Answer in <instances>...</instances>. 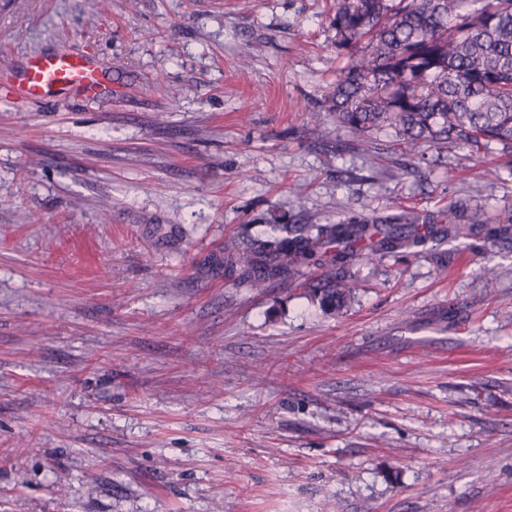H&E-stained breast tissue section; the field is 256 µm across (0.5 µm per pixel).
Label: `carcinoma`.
I'll use <instances>...</instances> for the list:
<instances>
[{"label": "carcinoma", "instance_id": "obj_1", "mask_svg": "<svg viewBox=\"0 0 512 512\" xmlns=\"http://www.w3.org/2000/svg\"><path fill=\"white\" fill-rule=\"evenodd\" d=\"M329 26L347 63L323 106L362 151L377 152L378 134L391 129L409 157L445 143L512 153V0H336ZM485 223L463 200L436 212H349L335 224H278L227 249L224 267L262 292L305 266L329 264L339 275L357 257L467 239ZM352 293L341 279L313 289L334 311Z\"/></svg>", "mask_w": 512, "mask_h": 512}]
</instances>
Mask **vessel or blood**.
I'll return each instance as SVG.
<instances>
[{
    "label": "vessel or blood",
    "instance_id": "b4317fda",
    "mask_svg": "<svg viewBox=\"0 0 512 512\" xmlns=\"http://www.w3.org/2000/svg\"><path fill=\"white\" fill-rule=\"evenodd\" d=\"M99 84V69L92 59L63 51L31 57L19 88L35 97H48L60 90L90 96L98 92Z\"/></svg>",
    "mask_w": 512,
    "mask_h": 512
}]
</instances>
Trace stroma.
Here are the masks:
<instances>
[{
	"mask_svg": "<svg viewBox=\"0 0 512 512\" xmlns=\"http://www.w3.org/2000/svg\"><path fill=\"white\" fill-rule=\"evenodd\" d=\"M333 5L0 0V75L104 76L0 84V512H512V231L355 261L339 312L224 270L276 224L512 209L498 153L346 147ZM99 77L97 64L79 53L38 54L28 60L19 88L35 97H50L60 90L90 96L99 90Z\"/></svg>",
	"mask_w": 512,
	"mask_h": 512,
	"instance_id": "35a3bbf8",
	"label": "stroma"
}]
</instances>
